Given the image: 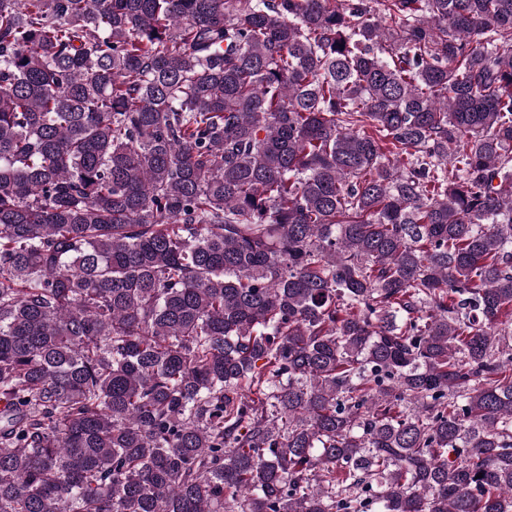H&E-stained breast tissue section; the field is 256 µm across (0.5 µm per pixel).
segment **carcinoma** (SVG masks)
Here are the masks:
<instances>
[{
    "instance_id": "obj_1",
    "label": "carcinoma",
    "mask_w": 512,
    "mask_h": 512,
    "mask_svg": "<svg viewBox=\"0 0 512 512\" xmlns=\"http://www.w3.org/2000/svg\"><path fill=\"white\" fill-rule=\"evenodd\" d=\"M0 512H512V0H0Z\"/></svg>"
}]
</instances>
